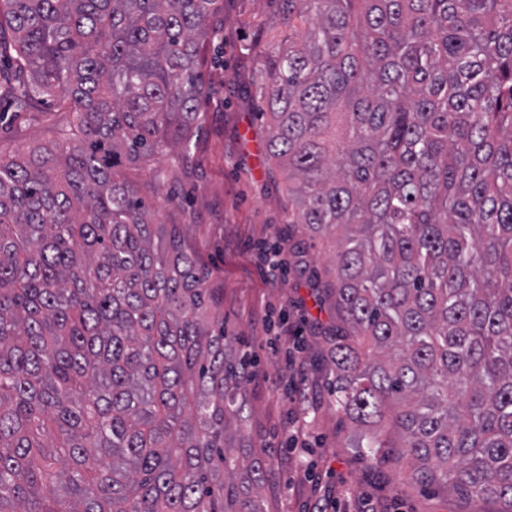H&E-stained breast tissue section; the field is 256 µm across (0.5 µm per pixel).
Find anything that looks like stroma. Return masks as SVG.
Here are the masks:
<instances>
[{
	"instance_id": "obj_1",
	"label": "stroma",
	"mask_w": 512,
	"mask_h": 512,
	"mask_svg": "<svg viewBox=\"0 0 512 512\" xmlns=\"http://www.w3.org/2000/svg\"><path fill=\"white\" fill-rule=\"evenodd\" d=\"M283 0H224L219 32L205 43L201 120L187 146L124 164L117 174L134 186L153 218L174 225L220 293L224 333L254 376L240 389L246 442L237 452L265 456L269 480L262 512H499L491 498L415 483L399 466H368L360 427L330 406L335 376L331 339L343 326L333 279L338 238H310L288 221V172L268 156L269 119L261 113V75L268 54L288 38ZM66 118L43 101L15 113L0 98V153L50 144ZM279 249L285 272L266 281L258 249ZM300 327L305 373L288 381L285 344L271 345L261 316ZM305 420L306 438L292 449L289 422Z\"/></svg>"
}]
</instances>
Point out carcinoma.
Masks as SVG:
<instances>
[{"label": "carcinoma", "instance_id": "carcinoma-1", "mask_svg": "<svg viewBox=\"0 0 512 512\" xmlns=\"http://www.w3.org/2000/svg\"><path fill=\"white\" fill-rule=\"evenodd\" d=\"M224 0H0V89L59 139L0 154V512H261L247 364L179 232L114 178L187 142ZM268 156L343 234L334 399L358 447L512 512V0H288Z\"/></svg>", "mask_w": 512, "mask_h": 512}]
</instances>
